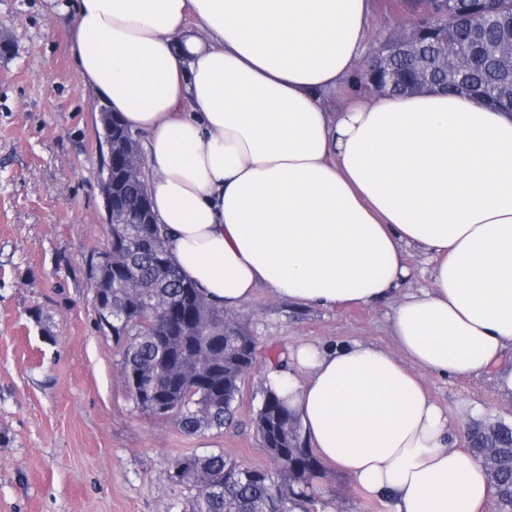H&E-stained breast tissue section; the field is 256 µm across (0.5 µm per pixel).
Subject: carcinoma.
Returning a JSON list of instances; mask_svg holds the SVG:
<instances>
[{"label": "carcinoma", "instance_id": "obj_1", "mask_svg": "<svg viewBox=\"0 0 512 512\" xmlns=\"http://www.w3.org/2000/svg\"><path fill=\"white\" fill-rule=\"evenodd\" d=\"M422 0L418 25L427 27L416 60L395 61L393 92H403L418 65L435 56L434 39L453 28L448 54L466 61L462 81L480 91L478 100L500 106V86L512 72L487 46L512 25V11L482 21L475 0ZM142 180L121 185L116 209L135 212L145 203ZM107 247L124 257L112 267L111 301L96 307L98 328L119 347L124 385L137 408L174 421L186 434L220 431L231 418L250 365L247 327L224 318V308L184 279L172 261L159 224H114ZM132 280L136 287H126ZM260 442L278 463L271 469L244 467L224 452L186 454L174 459L170 482L190 490L183 512H310L317 506L312 481L320 464L304 447L298 419L285 399L269 387L256 416ZM467 450L483 465L496 489L498 512H512V423L486 419L470 425Z\"/></svg>", "mask_w": 512, "mask_h": 512}]
</instances>
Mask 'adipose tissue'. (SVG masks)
I'll use <instances>...</instances> for the list:
<instances>
[{"label":"adipose tissue","instance_id":"1","mask_svg":"<svg viewBox=\"0 0 512 512\" xmlns=\"http://www.w3.org/2000/svg\"><path fill=\"white\" fill-rule=\"evenodd\" d=\"M87 85L146 133L156 223L224 308L256 288L394 306V349L306 343L270 383L322 462L390 512H486L495 490L419 370L512 396V113L464 94L336 91L363 74L371 0H74ZM433 267L403 291L405 251Z\"/></svg>","mask_w":512,"mask_h":512}]
</instances>
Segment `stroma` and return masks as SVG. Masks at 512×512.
<instances>
[{
  "mask_svg": "<svg viewBox=\"0 0 512 512\" xmlns=\"http://www.w3.org/2000/svg\"><path fill=\"white\" fill-rule=\"evenodd\" d=\"M70 2L0 0V39L12 44L0 57V512H182L187 491L166 479L174 458L221 451L271 468L255 425L270 374L304 342L393 348L392 303L301 308L257 288L226 312L257 341L232 421L188 435L138 409L89 285L92 255L109 238L106 145L74 59ZM418 18L407 0H373L369 47ZM422 379L455 435L475 415L512 421V397L491 376ZM313 492L325 512H388L328 468Z\"/></svg>",
  "mask_w": 512,
  "mask_h": 512,
  "instance_id": "stroma-1",
  "label": "stroma"
}]
</instances>
